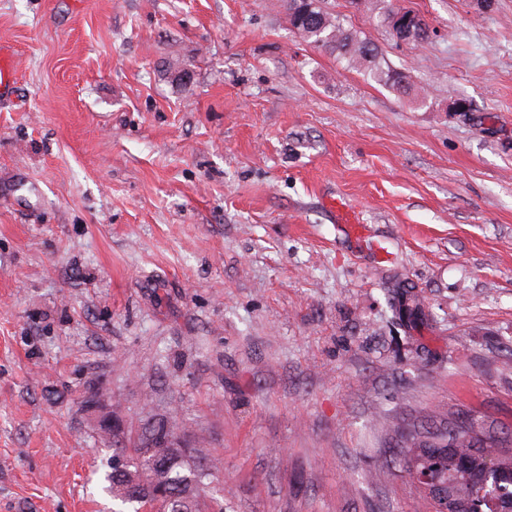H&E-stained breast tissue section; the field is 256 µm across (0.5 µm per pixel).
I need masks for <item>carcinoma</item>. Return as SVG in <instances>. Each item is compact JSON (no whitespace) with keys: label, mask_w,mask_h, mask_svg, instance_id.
I'll return each mask as SVG.
<instances>
[{"label":"carcinoma","mask_w":512,"mask_h":512,"mask_svg":"<svg viewBox=\"0 0 512 512\" xmlns=\"http://www.w3.org/2000/svg\"><path fill=\"white\" fill-rule=\"evenodd\" d=\"M288 21L296 27L299 36L316 48L337 54L351 68L362 70L373 80L409 93L404 76L381 66L377 47L359 32L348 29L323 6V0H280ZM390 306L396 324L414 330L427 320L424 301L414 287L399 283L389 289ZM464 416V429L458 431L448 455L426 461L434 468L455 470L454 459L468 462L466 473L457 484L448 487V495L455 505L454 512H512V430L495 424L488 417L472 409L451 408L436 417L442 422L450 416ZM414 429L412 444L396 450L402 463L406 482L416 487L419 465L415 464L414 448L421 444V430L427 422L397 418L386 420L382 429L395 441L405 426ZM126 454L130 468L138 473L139 481L128 479L124 470L117 468L106 474V490L117 506L130 512H142L152 503L156 512H224V503L206 499V489L213 482L216 460L206 448H187L182 444L174 422L159 434L154 424H144L140 446L125 445L113 448ZM500 458L498 471L485 472L486 456Z\"/></svg>","instance_id":"carcinoma-1"}]
</instances>
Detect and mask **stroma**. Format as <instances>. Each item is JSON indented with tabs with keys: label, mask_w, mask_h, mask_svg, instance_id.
I'll use <instances>...</instances> for the list:
<instances>
[{
	"label": "stroma",
	"mask_w": 512,
	"mask_h": 512,
	"mask_svg": "<svg viewBox=\"0 0 512 512\" xmlns=\"http://www.w3.org/2000/svg\"><path fill=\"white\" fill-rule=\"evenodd\" d=\"M395 2L428 39L324 6L411 96L279 0H0V512H110L91 395L192 427L224 512H410L378 416L512 425V0ZM288 21L298 29L304 41L316 48L336 53L351 68L367 72L373 80L384 82L402 93L411 88L404 76L387 69L380 62L377 47L357 30L348 29L336 20L323 6V0H280ZM290 11H293L292 14ZM330 208L336 214V222L339 224L341 231L357 239L365 237L366 224H359V221L346 209L345 204L341 200L333 199L330 202ZM415 288L396 283L389 288L390 306L393 319L400 327L408 331L416 329L427 320L424 301L415 293Z\"/></svg>",
	"instance_id": "obj_1"
}]
</instances>
